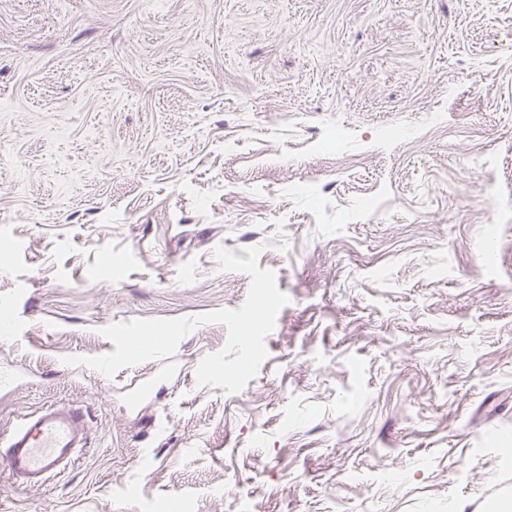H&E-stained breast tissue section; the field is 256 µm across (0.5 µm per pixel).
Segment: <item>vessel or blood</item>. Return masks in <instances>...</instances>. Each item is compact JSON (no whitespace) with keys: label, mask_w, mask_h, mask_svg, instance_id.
<instances>
[{"label":"vessel or blood","mask_w":512,"mask_h":512,"mask_svg":"<svg viewBox=\"0 0 512 512\" xmlns=\"http://www.w3.org/2000/svg\"><path fill=\"white\" fill-rule=\"evenodd\" d=\"M87 438L81 406L50 404L18 418L0 449V464L6 467L16 486L40 487L77 460Z\"/></svg>","instance_id":"b4317fda"}]
</instances>
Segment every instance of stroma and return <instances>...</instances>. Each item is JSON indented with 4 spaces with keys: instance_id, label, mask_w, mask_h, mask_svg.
I'll return each instance as SVG.
<instances>
[{
    "instance_id": "obj_1",
    "label": "stroma",
    "mask_w": 512,
    "mask_h": 512,
    "mask_svg": "<svg viewBox=\"0 0 512 512\" xmlns=\"http://www.w3.org/2000/svg\"><path fill=\"white\" fill-rule=\"evenodd\" d=\"M257 245L240 392L221 324L66 364ZM55 402L89 444L0 512H512V0H0V435Z\"/></svg>"
}]
</instances>
